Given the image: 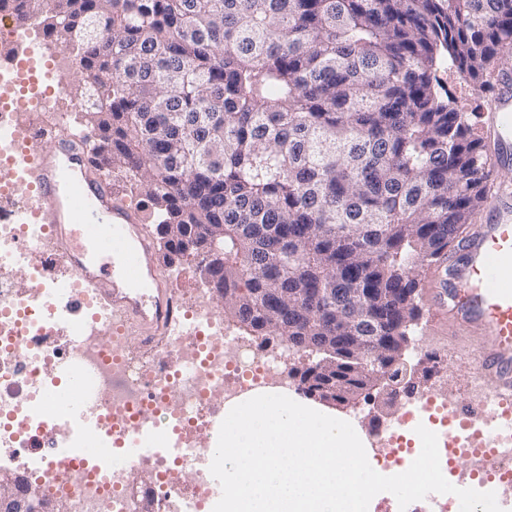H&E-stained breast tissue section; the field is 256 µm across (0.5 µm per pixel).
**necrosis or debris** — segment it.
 Returning a JSON list of instances; mask_svg holds the SVG:
<instances>
[{"label":"necrosis or debris","mask_w":512,"mask_h":512,"mask_svg":"<svg viewBox=\"0 0 512 512\" xmlns=\"http://www.w3.org/2000/svg\"><path fill=\"white\" fill-rule=\"evenodd\" d=\"M48 237L47 225L18 224L0 210V457L32 452L31 473L41 492L60 500L66 512H140L144 502L151 512H205L212 475L201 460L209 446L200 433L217 400L264 387L278 372V355L225 327L203 295L180 314L182 335L158 351L132 353L125 327L103 315L77 278L53 275ZM25 244L34 247L35 257L22 267L21 287L10 273ZM46 284L60 299L83 298L89 316L100 319L98 343L78 341L57 303L37 301V287ZM67 359L81 369V395L103 400L94 429L102 452L94 458H72L70 440L46 411ZM143 416L182 444L180 456L156 452L133 460L125 454L119 431ZM190 463L199 478L188 487L180 472ZM139 470L150 480L130 491L129 477Z\"/></svg>","instance_id":"4bbe7bcc"}]
</instances>
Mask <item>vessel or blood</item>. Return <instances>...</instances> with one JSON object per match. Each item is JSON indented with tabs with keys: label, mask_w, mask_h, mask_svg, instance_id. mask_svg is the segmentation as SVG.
<instances>
[{
	"label": "vessel or blood",
	"mask_w": 512,
	"mask_h": 512,
	"mask_svg": "<svg viewBox=\"0 0 512 512\" xmlns=\"http://www.w3.org/2000/svg\"><path fill=\"white\" fill-rule=\"evenodd\" d=\"M15 52L9 64L25 65L39 56L40 44L30 30L13 26ZM67 115L46 127L43 141H28L26 159L31 182L22 189L20 219L48 217L53 250L63 259L67 274L77 277L97 301L111 309L123 324L143 330V343L171 332L176 322L175 296L157 276L158 256L134 211L101 180L87 179L94 160L79 135L67 128ZM487 137L493 143L491 164H512V74L500 73L495 82L493 110ZM432 300L434 316L456 328L477 329L488 339L480 367L497 387L486 400L454 403L445 438L470 430V447L479 449V464L491 461L490 433L477 425L512 431V188L501 186L486 195L484 214L457 253L444 257L422 281ZM98 411L82 399L61 406L62 423L87 437ZM155 424L140 418L122 436L132 455L154 445Z\"/></svg>",
	"instance_id": "obj_1"
}]
</instances>
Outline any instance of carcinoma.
Returning a JSON list of instances; mask_svg holds the SVG:
<instances>
[{"label": "carcinoma", "mask_w": 512, "mask_h": 512, "mask_svg": "<svg viewBox=\"0 0 512 512\" xmlns=\"http://www.w3.org/2000/svg\"><path fill=\"white\" fill-rule=\"evenodd\" d=\"M75 51L74 126L96 170L150 207L163 259L217 246L206 282L247 334L290 336L352 369L332 336L385 337L419 311V276L454 247L491 179L475 115L439 67L484 92L512 52V0H46ZM35 0H0L28 19ZM322 288H331L326 295ZM388 402L405 365L385 372ZM375 379H350L355 399Z\"/></svg>", "instance_id": "1"}]
</instances>
